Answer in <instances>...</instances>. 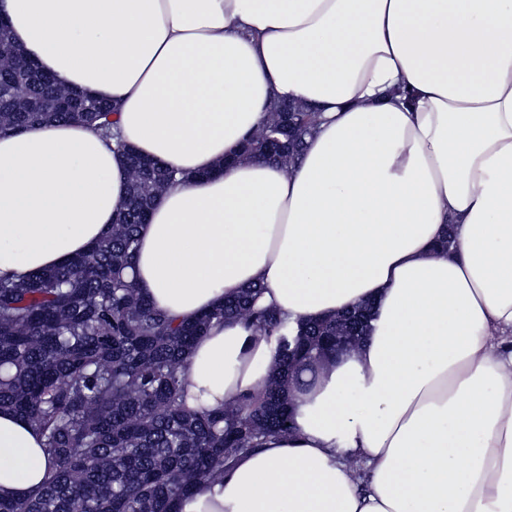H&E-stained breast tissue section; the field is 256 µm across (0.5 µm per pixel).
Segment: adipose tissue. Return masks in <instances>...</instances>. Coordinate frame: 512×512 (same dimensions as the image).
<instances>
[{
  "instance_id": "obj_1",
  "label": "adipose tissue",
  "mask_w": 512,
  "mask_h": 512,
  "mask_svg": "<svg viewBox=\"0 0 512 512\" xmlns=\"http://www.w3.org/2000/svg\"><path fill=\"white\" fill-rule=\"evenodd\" d=\"M11 41L118 108L178 180L134 282L178 320L244 286L286 321L374 305L359 347L289 378L293 427L179 512H512V0H0ZM319 115L290 167L239 159L274 103ZM77 123L0 137V276L102 239L129 178ZM237 157L232 168L224 160ZM453 242L441 247L446 231ZM262 333L212 321L189 408L262 396ZM39 433L0 409V494L43 483Z\"/></svg>"
}]
</instances>
